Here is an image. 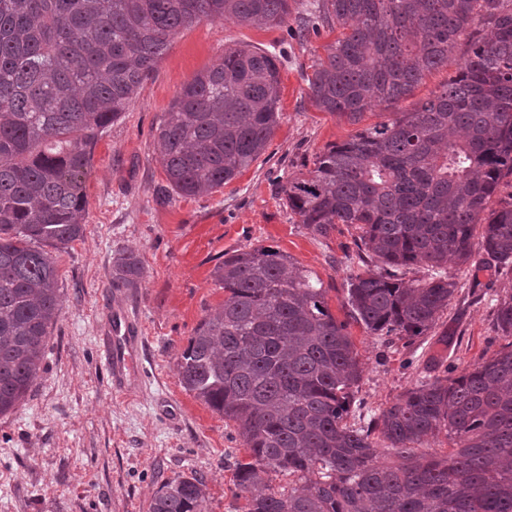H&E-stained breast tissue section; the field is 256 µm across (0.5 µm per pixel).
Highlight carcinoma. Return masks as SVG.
<instances>
[{
	"label": "carcinoma",
	"mask_w": 512,
	"mask_h": 512,
	"mask_svg": "<svg viewBox=\"0 0 512 512\" xmlns=\"http://www.w3.org/2000/svg\"><path fill=\"white\" fill-rule=\"evenodd\" d=\"M292 0H0V415L27 397L43 368L62 300L55 259L83 236L84 184L98 133L120 119L170 38L202 19L280 26ZM306 26L335 27L307 76L321 112L351 123L412 94L470 49L458 74L409 112L335 143L283 188L288 209L325 235L359 231L387 268L350 278L349 316L377 336L432 330L469 261L476 225L488 260L512 263V202L489 203L512 176V0H308ZM489 33L474 37L475 27ZM278 57L224 48L183 84L157 129L171 192L208 195L268 148L282 118ZM117 287L137 285L139 260H114ZM224 305L206 315L177 362L184 388L234 423L249 451L236 465L244 512H512V342L453 377L399 395L364 426L348 422L362 368L347 323L312 271L271 246L235 251L215 271ZM497 325L512 337V296ZM453 450L417 456L429 436ZM389 448L400 463L379 460ZM292 477L275 492L270 473ZM204 481H172L150 512H199Z\"/></svg>",
	"instance_id": "carcinoma-1"
}]
</instances>
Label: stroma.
<instances>
[{
	"label": "stroma",
	"instance_id": "1",
	"mask_svg": "<svg viewBox=\"0 0 512 512\" xmlns=\"http://www.w3.org/2000/svg\"><path fill=\"white\" fill-rule=\"evenodd\" d=\"M302 15L296 4L280 26L227 19L180 30L99 136L85 182V235L56 257L63 309L49 330L44 370L25 401L0 416V512H149L163 485L191 474L206 485L201 512H242L235 470L244 445L232 423L183 387L176 368L196 326L224 303L215 271L228 252L272 246L319 276L363 367L351 422H366L421 381L460 374L506 345L495 301L512 295V265H484L481 236L472 238L470 264H449L457 288L429 335L376 336L348 318L347 280L374 266L356 246L357 230L339 224L313 233L297 223L283 193L328 145L385 120L387 111H411L454 77L466 39L413 96L369 109L354 125L309 99L306 76L338 32L299 36ZM238 43L276 53L283 118L265 153L224 187L202 197L168 194L154 149L162 117L183 83ZM121 251L141 264L138 287L112 284ZM118 310L139 320L143 341L117 387L99 355Z\"/></svg>",
	"mask_w": 512,
	"mask_h": 512
}]
</instances>
